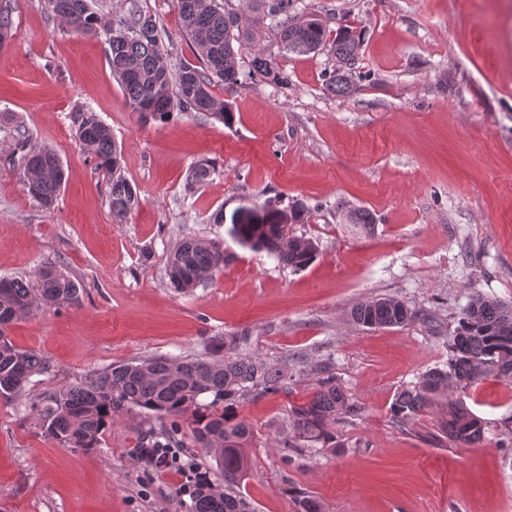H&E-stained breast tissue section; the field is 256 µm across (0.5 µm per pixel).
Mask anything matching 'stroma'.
<instances>
[{
    "label": "stroma",
    "mask_w": 512,
    "mask_h": 512,
    "mask_svg": "<svg viewBox=\"0 0 512 512\" xmlns=\"http://www.w3.org/2000/svg\"><path fill=\"white\" fill-rule=\"evenodd\" d=\"M298 10L362 34L358 89L326 86L327 52L282 51L255 31L241 83L215 84L232 126L190 113L146 119L112 75L104 36L68 30L45 0H16L14 35L0 49V277L36 281L44 263L82 285L75 306L43 307L7 330L51 368L21 396L0 399V512H187L186 474L137 458L154 413H117L98 451L46 438L42 398L111 365L153 356H202L212 337L236 336L240 353L276 359L327 355L360 408L334 427L338 454L286 460L278 445L291 405L315 380L244 403L254 433L242 490L256 512H512V380L470 390L487 444L432 445L424 415L413 431L392 423L398 389L448 358V338L471 294L512 304V0H296ZM158 26L171 69L195 62L176 0H139ZM283 83L251 79L254 50ZM95 112L110 127L139 205L116 220L109 177L80 143L73 117ZM60 157L66 178L52 208L23 188L12 129ZM209 160L212 179L188 189ZM307 208L289 234L312 239L300 271L242 247L228 217L242 204ZM369 210L371 231L345 223L339 203ZM224 244V267L190 290L174 288L170 257L183 237ZM388 296L418 316L365 329L351 308Z\"/></svg>",
    "instance_id": "35a3bbf8"
}]
</instances>
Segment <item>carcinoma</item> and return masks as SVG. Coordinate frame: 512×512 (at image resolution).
I'll use <instances>...</instances> for the list:
<instances>
[{
	"instance_id": "carcinoma-1",
	"label": "carcinoma",
	"mask_w": 512,
	"mask_h": 512,
	"mask_svg": "<svg viewBox=\"0 0 512 512\" xmlns=\"http://www.w3.org/2000/svg\"><path fill=\"white\" fill-rule=\"evenodd\" d=\"M51 13L71 30L87 36L105 32L108 63L133 111L164 121L173 112H197L229 126L231 107L212 92L220 81L232 89L239 84L240 52L252 40V28L270 21L278 30L282 48L307 55L327 50L335 60L328 74L331 91L347 96L357 88L356 70L360 34L342 24L335 34L318 18H299L294 0H249L251 23L217 3V0H177L182 30L198 49V64L185 63L172 71L168 53L158 37L155 18L129 0L125 15L102 27L89 0H47ZM13 0H0V47L13 30ZM250 74L273 83L284 77L264 54L251 59ZM77 135L110 176L109 204L112 216L121 220L139 204L136 189L121 174L122 155L110 129L93 112L77 117ZM19 175L27 192L51 207L65 179L57 155L27 144L24 134L13 136ZM349 224L367 230L374 223L363 208L345 211ZM304 220V209L269 210L264 223L232 225L237 242L264 250L282 264L301 270L316 253L309 238L290 236L289 224ZM224 267L220 242L184 238L173 251L168 276L176 288L187 290L210 279ZM78 282L64 269L49 264L39 271V284L18 277L0 278V322L10 325L38 305H72L79 302ZM351 320L363 328L404 326L416 311L392 297H376L350 310ZM45 359L17 348L0 327V397L7 401L21 393L30 378L47 371ZM315 376L309 398L288 411L282 447L289 457H312L336 450L332 430L336 421L356 415L357 410L342 383L337 381L331 358L314 362L300 355H284L276 361L237 351L231 336H215L203 357H152L114 365L88 375L66 389L42 399L39 419L45 436L82 452L100 446L105 427L119 411H151L167 422L140 432V448H173L186 470L196 472L202 456L215 460L219 478L195 475L188 512H254L242 494V449L250 447L252 429L238 419L244 402L286 391L294 377ZM488 376L512 378V306L480 294L471 296L462 310L458 328L448 341V361L429 368L395 394L390 407L392 422L405 429L428 411L438 415L432 441H448L455 447H479L487 441L486 422L467 406L466 390ZM224 403V410H202L201 398Z\"/></svg>"
}]
</instances>
